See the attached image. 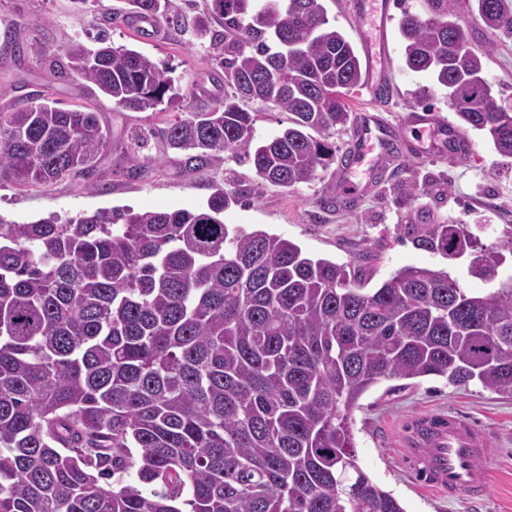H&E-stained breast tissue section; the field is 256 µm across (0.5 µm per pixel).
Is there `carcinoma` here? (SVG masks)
Listing matches in <instances>:
<instances>
[{"label":"carcinoma","instance_id":"carcinoma-1","mask_svg":"<svg viewBox=\"0 0 512 512\" xmlns=\"http://www.w3.org/2000/svg\"><path fill=\"white\" fill-rule=\"evenodd\" d=\"M326 0H210L187 23L230 91L166 130L203 174L244 151L264 181L292 188L336 160L362 83ZM402 14L404 62L448 91L459 128L512 158V112L483 77L466 11L512 35V0H428ZM115 14L167 20L193 0H127ZM20 61L49 49L4 35ZM65 72L117 107L154 110L168 70L106 39L64 50ZM290 114L257 144L247 103ZM98 112L45 94L0 110V184L87 173L107 150ZM193 210H98L19 224L0 217V512H405L357 463L349 425L386 378L476 381L512 396V274L488 294L443 269L407 266L377 288L360 268L312 257L262 229H229L245 189L210 184ZM415 247L495 280L512 231L480 244L466 224H406ZM139 450L134 458L132 449ZM137 468L139 483L124 475Z\"/></svg>","mask_w":512,"mask_h":512}]
</instances>
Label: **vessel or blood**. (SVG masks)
I'll use <instances>...</instances> for the list:
<instances>
[{"instance_id": "1", "label": "vessel or blood", "mask_w": 512, "mask_h": 512, "mask_svg": "<svg viewBox=\"0 0 512 512\" xmlns=\"http://www.w3.org/2000/svg\"><path fill=\"white\" fill-rule=\"evenodd\" d=\"M391 0H349L356 18L378 16L380 22L362 43L366 60L364 87L375 102L374 107L357 113L348 152L353 159L375 153L378 162L395 154L415 155L421 152L420 134L434 136L435 151L444 155L465 154L469 143L461 131L434 110L409 112L403 127L388 124L380 114L381 106L391 99L393 85L388 77L386 60V26ZM416 138H409V131ZM338 164L334 184L326 194V202H347L352 195L369 190L379 170L370 168L362 180H354V166ZM497 439L465 415L446 409L420 414L409 419L401 432L400 453L404 466L419 484L438 493L471 499L484 497L489 490L486 462L498 453Z\"/></svg>"}]
</instances>
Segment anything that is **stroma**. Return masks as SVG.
<instances>
[{"label": "stroma", "instance_id": "1", "mask_svg": "<svg viewBox=\"0 0 512 512\" xmlns=\"http://www.w3.org/2000/svg\"><path fill=\"white\" fill-rule=\"evenodd\" d=\"M124 6L125 0H98L95 13L86 14L77 11L72 0H0V34L17 28L27 40L45 42L54 56L50 62L32 55L17 62L0 53V107L21 95L45 92L69 108L94 107L110 133L109 148L91 172L22 189L0 184L1 217L22 224L50 213L68 218L100 209H193L206 202L209 182L218 181L228 189L240 185L251 191L248 201L225 211L228 227L263 229L312 255L365 269L371 274L369 287H378L403 267L417 266L446 270L465 287L486 294L496 291L497 282L468 275V257L450 260L417 249L404 233L408 224L445 220L468 225L487 246L503 239L506 225H512V159L501 157L482 132L468 131L472 150L465 158L426 149L390 163L381 183L354 210L323 207L333 173L329 167L290 191L265 183L239 153H225L204 175L187 173L181 155L166 148L164 130L184 112L207 109L222 99L224 80L215 74L207 46L189 31L166 25L153 42L131 23L111 21V14ZM462 24L473 46L492 45L483 76L497 101L512 108V37L491 34L468 16ZM103 33L114 45L168 67L176 97L153 111L128 112L101 93L78 89L64 73L63 49L74 41L94 44ZM388 53L396 92L385 108L387 122L401 124L416 108V93L423 86L433 89L429 109L454 118L446 90L435 87L428 73L405 68L404 44L393 20L388 23ZM137 166L144 167V176L131 177V168ZM404 182L419 187L415 202L398 194ZM439 408L465 414L500 441L498 455L487 465L491 490L484 501L439 497L417 485L399 459L396 436L401 423L417 412ZM351 418L360 468L391 491L405 512H512V398L475 381L460 387L441 377L387 378L362 397Z\"/></svg>", "mask_w": 512, "mask_h": 512}]
</instances>
